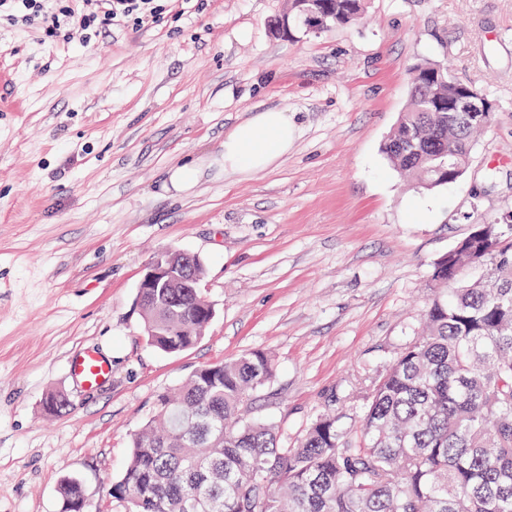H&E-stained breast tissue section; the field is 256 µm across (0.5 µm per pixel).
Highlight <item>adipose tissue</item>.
<instances>
[{
	"label": "adipose tissue",
	"mask_w": 512,
	"mask_h": 512,
	"mask_svg": "<svg viewBox=\"0 0 512 512\" xmlns=\"http://www.w3.org/2000/svg\"><path fill=\"white\" fill-rule=\"evenodd\" d=\"M295 138V127L287 112L269 109L237 124L224 137L221 155L195 158L173 165L166 187L175 194L192 193L206 170H232L248 174L262 171L286 154Z\"/></svg>",
	"instance_id": "1"
}]
</instances>
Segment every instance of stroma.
<instances>
[{
	"mask_svg": "<svg viewBox=\"0 0 512 512\" xmlns=\"http://www.w3.org/2000/svg\"><path fill=\"white\" fill-rule=\"evenodd\" d=\"M286 0H167L156 22L91 42L0 21V512H61L78 478L93 512L161 394L201 366L268 352L247 406L296 446L416 336L435 262L479 224L512 219V0H370L348 26L288 36ZM448 63L496 104L468 168L432 190L381 146L409 70ZM267 108L293 115L288 153L166 195L168 169L219 153ZM198 255L215 317L191 348L150 346L137 285L161 250ZM96 348L109 382L70 359ZM65 394L66 414L44 408ZM69 372L86 388L93 389L107 382L112 375L111 362L94 349H87L69 361Z\"/></svg>",
	"mask_w": 512,
	"mask_h": 512,
	"instance_id": "1",
	"label": "stroma"
}]
</instances>
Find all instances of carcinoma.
Wrapping results in <instances>:
<instances>
[{
    "instance_id": "carcinoma-1",
    "label": "carcinoma",
    "mask_w": 512,
    "mask_h": 512,
    "mask_svg": "<svg viewBox=\"0 0 512 512\" xmlns=\"http://www.w3.org/2000/svg\"><path fill=\"white\" fill-rule=\"evenodd\" d=\"M367 0H288L285 18L326 30L356 22ZM447 65L412 67L409 101L383 143L392 166L435 188L448 155L470 161L482 121L459 111ZM473 229L465 248L435 262L424 334L409 341L360 397L355 428L336 411L317 416L297 446L245 417L250 394L273 375L254 350L197 369L131 437L108 491L127 512H512V227ZM477 256L482 281L463 284ZM154 348L176 354L208 324L200 289L168 288L142 304ZM62 501L85 498L63 480Z\"/></svg>"
}]
</instances>
